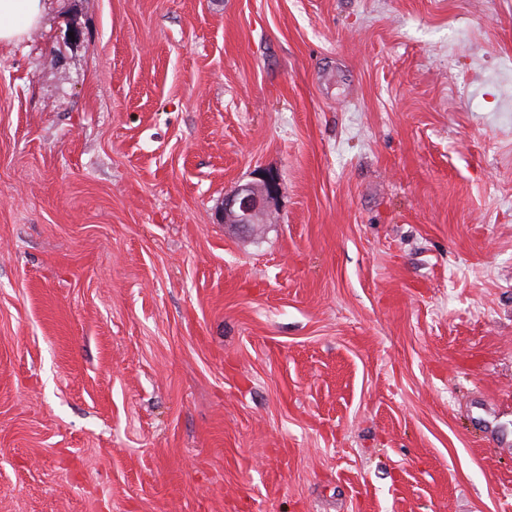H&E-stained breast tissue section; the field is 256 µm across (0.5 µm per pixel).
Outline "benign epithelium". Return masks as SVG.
<instances>
[{"label":"benign epithelium","mask_w":512,"mask_h":512,"mask_svg":"<svg viewBox=\"0 0 512 512\" xmlns=\"http://www.w3.org/2000/svg\"><path fill=\"white\" fill-rule=\"evenodd\" d=\"M279 193L275 175L263 172L253 181L237 185L224 196L217 220L241 234H250L267 223L271 204Z\"/></svg>","instance_id":"benign-epithelium-1"}]
</instances>
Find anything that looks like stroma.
I'll return each mask as SVG.
<instances>
[{
	"label": "stroma",
	"instance_id": "35a3bbf8",
	"mask_svg": "<svg viewBox=\"0 0 512 512\" xmlns=\"http://www.w3.org/2000/svg\"><path fill=\"white\" fill-rule=\"evenodd\" d=\"M0 512H512V0L1 46ZM279 193L275 175L263 172L256 180L237 185L224 196L217 220L241 234H250L261 224H267L272 201Z\"/></svg>",
	"mask_w": 512,
	"mask_h": 512
}]
</instances>
